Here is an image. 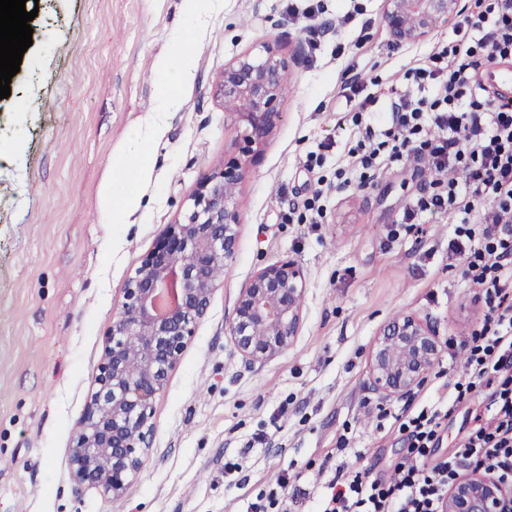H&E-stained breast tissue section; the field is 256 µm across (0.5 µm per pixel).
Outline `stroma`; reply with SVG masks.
Listing matches in <instances>:
<instances>
[{
    "label": "stroma",
    "instance_id": "1",
    "mask_svg": "<svg viewBox=\"0 0 512 512\" xmlns=\"http://www.w3.org/2000/svg\"><path fill=\"white\" fill-rule=\"evenodd\" d=\"M292 6L313 19L289 17ZM384 11V0H212L197 18L184 0H39L14 77L29 95L0 100V512H247L283 475L288 512H315L355 450L384 473L407 446L396 415L448 398L460 344L487 308L448 256V218L421 215L420 238L402 222L431 180L426 161L383 162L362 188L348 148L450 29L395 47ZM186 30L194 77L165 112L157 61ZM268 40L291 61V90L242 186L238 252L155 403L141 473L124 502H108L70 468L105 334L128 276L240 133L217 87L225 64ZM355 81L364 90L348 95ZM367 96L373 105L356 114ZM155 122L142 204L113 223L100 190L130 135ZM340 170L350 186L337 187ZM318 191L326 215L311 224L305 204ZM285 258L306 275L302 331L246 369L224 325L253 272ZM406 313L434 325L437 372L387 400L369 383V352ZM483 411L478 396L454 405L437 455L452 454ZM261 432L270 444L252 446ZM228 459L240 470L225 474Z\"/></svg>",
    "mask_w": 512,
    "mask_h": 512
}]
</instances>
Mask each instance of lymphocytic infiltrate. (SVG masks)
I'll list each match as a JSON object with an SVG mask.
<instances>
[{
    "mask_svg": "<svg viewBox=\"0 0 512 512\" xmlns=\"http://www.w3.org/2000/svg\"><path fill=\"white\" fill-rule=\"evenodd\" d=\"M452 34L451 44L406 71L407 87L391 101L385 128H366L349 153L364 171L383 155L399 161L424 153L432 190L403 221L416 223L423 213L458 219L448 248L488 311L481 332L463 344L454 399L484 396L490 415L446 459L431 452L447 409L432 404L404 416L399 428L408 448L390 473L373 475L355 452L329 482L318 512H444L450 484L473 467L512 489V101L484 97L476 80L512 59V0H475Z\"/></svg>",
    "mask_w": 512,
    "mask_h": 512,
    "instance_id": "lymphocytic-infiltrate-1",
    "label": "lymphocytic infiltrate"
}]
</instances>
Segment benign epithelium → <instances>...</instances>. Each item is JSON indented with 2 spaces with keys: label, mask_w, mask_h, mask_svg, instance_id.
Returning a JSON list of instances; mask_svg holds the SVG:
<instances>
[{
  "label": "benign epithelium",
  "mask_w": 512,
  "mask_h": 512,
  "mask_svg": "<svg viewBox=\"0 0 512 512\" xmlns=\"http://www.w3.org/2000/svg\"><path fill=\"white\" fill-rule=\"evenodd\" d=\"M458 0H386L385 22L395 46L430 36L448 24ZM288 58L278 41L224 66L218 90L229 116L244 124L224 163L204 176L182 218L165 229L122 288L94 386L70 452L74 480L121 502L141 472L155 434L154 403L168 387L208 312L221 280L216 271L235 258L241 226L239 191L255 148L281 118ZM306 276L294 259L256 271L234 302L225 325L248 368L286 351L300 335ZM439 357L431 324L414 313L389 321L369 355V380L387 399L421 387ZM507 490L473 469L448 489L445 512H500Z\"/></svg>",
  "instance_id": "7a95c632"
}]
</instances>
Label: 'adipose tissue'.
<instances>
[{"label": "adipose tissue", "instance_id": "1", "mask_svg": "<svg viewBox=\"0 0 512 512\" xmlns=\"http://www.w3.org/2000/svg\"><path fill=\"white\" fill-rule=\"evenodd\" d=\"M189 45V40L180 41L175 50L158 65L166 88L161 95L165 103L173 101L167 91L168 86L188 83L193 77V53ZM152 165V149L147 148L140 137H132L127 152L113 162L112 177L101 189V205L111 211L114 223H122L126 214L139 207L141 196L136 186L149 177Z\"/></svg>", "mask_w": 512, "mask_h": 512}]
</instances>
